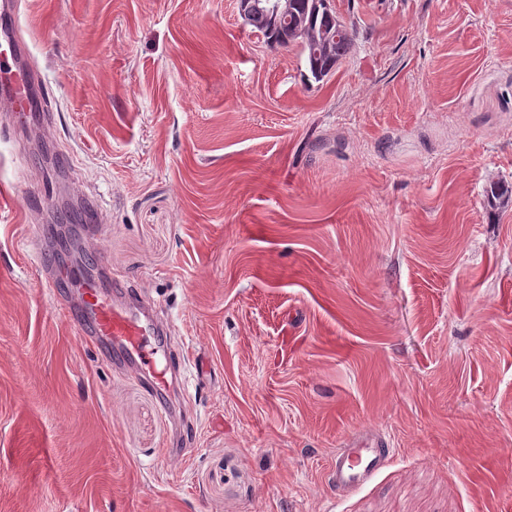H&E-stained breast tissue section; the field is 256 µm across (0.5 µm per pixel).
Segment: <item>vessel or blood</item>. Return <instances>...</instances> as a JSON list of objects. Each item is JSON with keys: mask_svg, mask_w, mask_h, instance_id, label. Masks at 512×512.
Masks as SVG:
<instances>
[{"mask_svg": "<svg viewBox=\"0 0 512 512\" xmlns=\"http://www.w3.org/2000/svg\"><path fill=\"white\" fill-rule=\"evenodd\" d=\"M19 4L20 0H0V78L13 85L11 96L0 101V111L8 115L0 123V133L9 136L22 131L13 117L28 110V91L37 80L35 71L24 64L29 47L21 36ZM80 288L79 301L62 307L79 339L92 345L104 359L116 355L129 362L147 378L153 390L164 393L171 364L158 340L160 329L156 319L109 303L99 295L93 280H82ZM392 455L384 434L372 433L350 440L332 457L329 481L337 494L355 492L377 476Z\"/></svg>", "mask_w": 512, "mask_h": 512, "instance_id": "vessel-or-blood-1", "label": "vessel or blood"}]
</instances>
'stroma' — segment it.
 I'll return each mask as SVG.
<instances>
[{
    "instance_id": "1",
    "label": "stroma",
    "mask_w": 512,
    "mask_h": 512,
    "mask_svg": "<svg viewBox=\"0 0 512 512\" xmlns=\"http://www.w3.org/2000/svg\"><path fill=\"white\" fill-rule=\"evenodd\" d=\"M23 2L65 190L188 388L79 340L70 254L51 293L28 247L52 177L0 137V512H512V0H330L354 42L309 86L236 0ZM392 455L393 448L384 434L372 433L350 440L331 459L330 484L339 495L355 492L377 476Z\"/></svg>"
}]
</instances>
